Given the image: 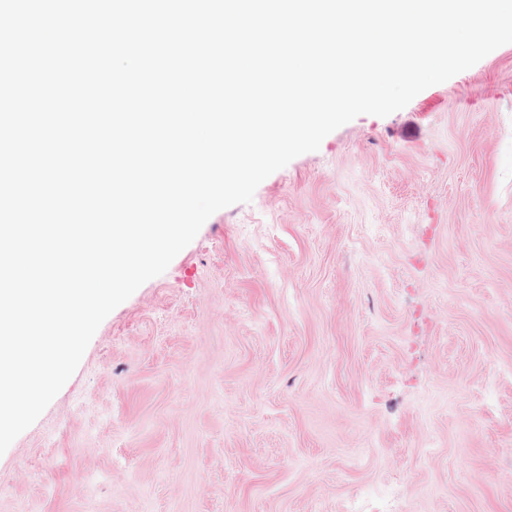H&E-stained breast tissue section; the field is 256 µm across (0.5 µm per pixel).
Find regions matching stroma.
Wrapping results in <instances>:
<instances>
[{
  "mask_svg": "<svg viewBox=\"0 0 512 512\" xmlns=\"http://www.w3.org/2000/svg\"><path fill=\"white\" fill-rule=\"evenodd\" d=\"M512 512V44L214 213L0 455V512Z\"/></svg>",
  "mask_w": 512,
  "mask_h": 512,
  "instance_id": "1",
  "label": "stroma"
}]
</instances>
